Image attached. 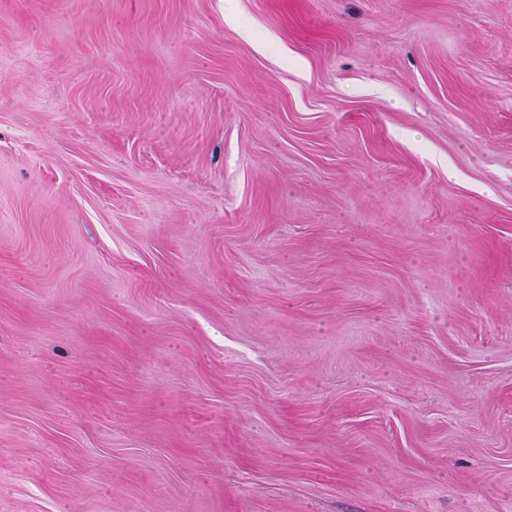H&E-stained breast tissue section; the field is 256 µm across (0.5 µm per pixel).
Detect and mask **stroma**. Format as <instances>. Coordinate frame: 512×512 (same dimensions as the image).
<instances>
[{
	"instance_id": "1",
	"label": "stroma",
	"mask_w": 512,
	"mask_h": 512,
	"mask_svg": "<svg viewBox=\"0 0 512 512\" xmlns=\"http://www.w3.org/2000/svg\"><path fill=\"white\" fill-rule=\"evenodd\" d=\"M0 512H512V0H0Z\"/></svg>"
}]
</instances>
